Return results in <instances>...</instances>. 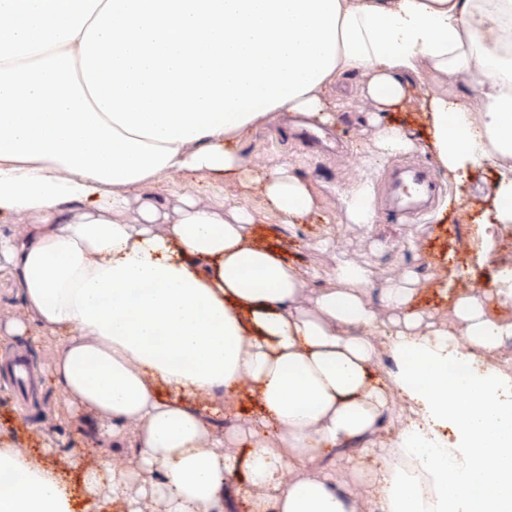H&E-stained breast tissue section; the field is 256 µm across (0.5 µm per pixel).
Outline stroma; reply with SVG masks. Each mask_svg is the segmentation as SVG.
Returning <instances> with one entry per match:
<instances>
[{"instance_id": "1", "label": "stroma", "mask_w": 512, "mask_h": 512, "mask_svg": "<svg viewBox=\"0 0 512 512\" xmlns=\"http://www.w3.org/2000/svg\"><path fill=\"white\" fill-rule=\"evenodd\" d=\"M361 77L347 81L339 103L331 135L341 140L337 152L315 155L289 138H280L276 129L288 126V118L274 116L257 127L239 146L248 163H288L311 185L316 210L302 224H284L266 210L265 199L254 188L233 180H215L205 175L173 176L166 179L158 193L168 216H175L179 200L190 194L202 204L224 210L246 208L264 213L263 224L255 228L261 242L279 247L288 262L316 270L307 289L315 291L332 280L338 260L344 259L367 268L374 284L369 291L371 303H378L380 288L409 271L418 280L414 306L430 321L444 323L450 313L451 296L467 282L497 277L512 270V224L504 225L503 236L485 243L476 224L494 209L495 184L499 168L490 165L472 170L456 179L447 169L438 167L426 137L427 118L406 101L392 112H375L373 106L358 98ZM397 122L412 136L415 146L405 153L373 162L369 150L376 125ZM405 161H418L434 167L440 179L441 195L429 222L407 224L377 218L372 224L348 223L343 197L359 178L379 187L383 173ZM469 243L466 259H458L457 240ZM26 349L36 376V386L21 396L0 373V432L9 435L20 447L35 448L39 438L52 436L56 456H64L78 446V432L91 415L82 411L59 418L55 415L63 395L48 373L54 356L51 342L36 336H16L0 340V364L17 349Z\"/></svg>"}]
</instances>
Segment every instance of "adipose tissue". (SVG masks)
<instances>
[{
    "instance_id": "1",
    "label": "adipose tissue",
    "mask_w": 512,
    "mask_h": 512,
    "mask_svg": "<svg viewBox=\"0 0 512 512\" xmlns=\"http://www.w3.org/2000/svg\"><path fill=\"white\" fill-rule=\"evenodd\" d=\"M389 111L426 79H464L421 103L439 164L502 163L492 221L512 223V0H0V259L29 329L59 341L49 373L66 409L106 420L98 442L131 464L47 463L0 437V512H512V376L483 358L512 339L488 293L455 295L447 325L413 305V276L366 299L369 271L338 261L305 298V272L257 244L265 213L184 198L175 223L146 196L165 175L257 185L297 224L309 183L285 163L246 166L240 143L279 113L327 124L344 78ZM397 371L377 375V338ZM466 361L462 385L448 364ZM255 410L212 426L239 397ZM418 413L384 430L395 398ZM439 446L418 456L413 436ZM247 446L239 456V446ZM357 448L376 465L325 468Z\"/></svg>"
}]
</instances>
